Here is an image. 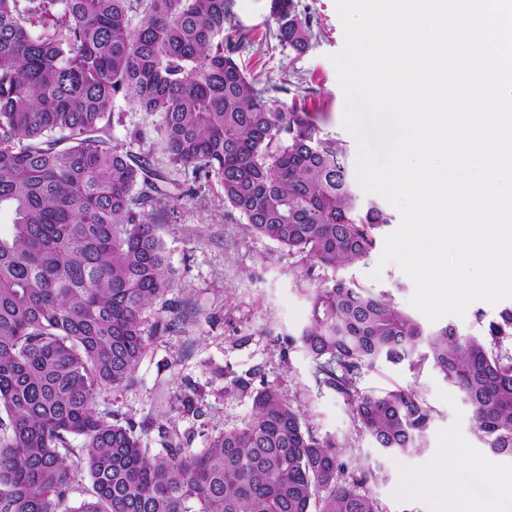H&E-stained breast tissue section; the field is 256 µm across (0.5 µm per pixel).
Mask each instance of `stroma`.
Masks as SVG:
<instances>
[{
  "mask_svg": "<svg viewBox=\"0 0 512 512\" xmlns=\"http://www.w3.org/2000/svg\"><path fill=\"white\" fill-rule=\"evenodd\" d=\"M310 16L312 38L304 53L282 46L270 33L271 0H232L227 34H246L248 46L237 53L270 106L298 107L315 116L324 133L341 140L349 157L357 139L343 126L344 94L330 61L341 50L344 31L335 0H294ZM112 142L134 155L150 156L167 175L171 193L151 219L157 226L172 280L144 315L146 350L130 386L103 391L100 412L142 425V444L150 453L164 448L165 436L197 452L208 438L241 426L252 411L248 393L233 388V376L258 369L260 380L282 389L305 414L318 436L345 440L355 464L381 467L382 480L368 487L381 512H451L462 500L480 512H512V494L498 476L512 473V459L493 455L475 434L473 410L432 368L416 373L407 364L381 362L363 369L358 385L379 390L415 387L430 407L427 445L397 457L383 456L372 437L353 421L350 407L335 391L318 387L315 364L289 336L308 322L311 283L298 257L273 241L255 236L246 218L225 204L215 176L190 168H171L160 145L158 113L139 111L116 98ZM382 246L341 269L343 277L386 295L411 310V279L398 264H380ZM379 277H372V270ZM172 331H155L156 322ZM194 397L197 414L182 401ZM475 459L477 469L458 467L441 494L420 483L449 452Z\"/></svg>",
  "mask_w": 512,
  "mask_h": 512,
  "instance_id": "stroma-1",
  "label": "stroma"
}]
</instances>
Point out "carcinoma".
I'll return each instance as SVG.
<instances>
[{
  "instance_id": "1",
  "label": "carcinoma",
  "mask_w": 512,
  "mask_h": 512,
  "mask_svg": "<svg viewBox=\"0 0 512 512\" xmlns=\"http://www.w3.org/2000/svg\"><path fill=\"white\" fill-rule=\"evenodd\" d=\"M231 0H0V512H379L351 469L347 445L317 436L279 389L233 379L250 393L240 427L192 452L148 455L135 423L97 409L133 378L143 313L171 272L145 207L166 186L150 162L111 143L117 97L160 113L170 165L215 175L224 202L252 233L300 257L304 275L367 255L390 218L360 205L344 144L310 114L268 106L234 58L246 37L225 34ZM139 17L131 26L133 17ZM273 37L297 53L311 21L272 0ZM308 324L288 337L342 396L387 455L424 447L431 409L411 387L362 390L365 367L429 363L471 405L488 450L512 458V307L480 336L428 330L382 294L318 279ZM90 497L68 504L71 464Z\"/></svg>"
}]
</instances>
